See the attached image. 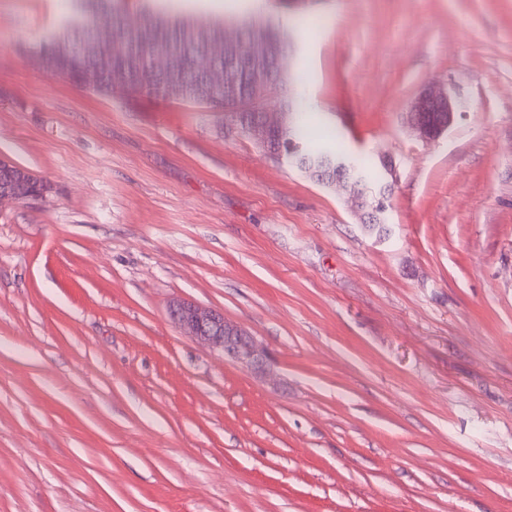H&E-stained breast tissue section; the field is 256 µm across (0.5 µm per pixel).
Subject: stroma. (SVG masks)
<instances>
[{"label": "stroma", "instance_id": "1", "mask_svg": "<svg viewBox=\"0 0 512 512\" xmlns=\"http://www.w3.org/2000/svg\"><path fill=\"white\" fill-rule=\"evenodd\" d=\"M112 7L279 27L314 146L395 168L389 231L205 104L37 67L75 0H0V160L52 186L0 202V512H512V0ZM463 103L452 98L445 88L427 87L410 103L408 123L417 137L433 144L454 124ZM170 314L183 331L213 350L254 369L262 370L266 355L252 337L224 320L223 313L185 302L172 305Z\"/></svg>", "mask_w": 512, "mask_h": 512}]
</instances>
